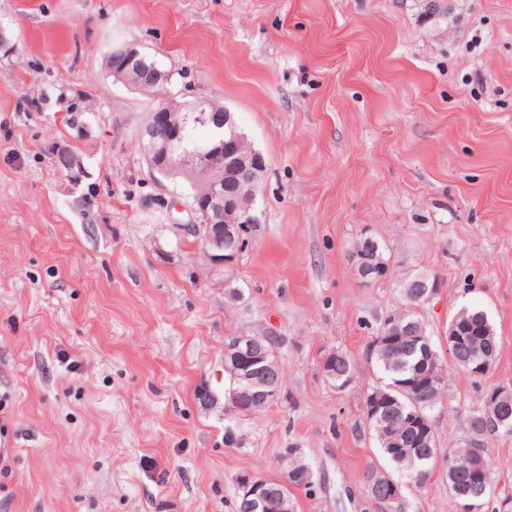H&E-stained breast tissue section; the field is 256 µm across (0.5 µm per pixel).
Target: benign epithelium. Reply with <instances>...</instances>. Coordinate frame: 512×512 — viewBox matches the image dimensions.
Masks as SVG:
<instances>
[{
    "label": "benign epithelium",
    "mask_w": 512,
    "mask_h": 512,
    "mask_svg": "<svg viewBox=\"0 0 512 512\" xmlns=\"http://www.w3.org/2000/svg\"><path fill=\"white\" fill-rule=\"evenodd\" d=\"M149 68L155 79L149 84L137 86L143 92H150L168 81V75L154 65H147L146 57L134 46L115 44L112 47L113 76L127 80V69ZM185 113L180 114L170 104L164 102L156 106L140 129L138 136L144 147L149 164L170 176L173 173H198L205 175L213 169L210 161L212 150H180L175 147L181 131L190 123H212L225 126L228 134L220 141L224 154V177L208 180L190 200L189 207L197 215V223L189 224L184 230L198 235L201 251L214 267L231 268L239 260L249 245L250 226L260 223L256 207L259 186L254 184L255 171L265 167V158L257 151L244 152L241 142L244 136L235 130L231 112L224 111L220 118L206 107V102H187ZM164 131L167 137L160 138ZM232 177L237 181L238 194L232 199L224 195V179ZM216 225L218 232L210 230L201 233L205 225ZM371 237L362 238L357 247L356 272L362 278L377 271L374 265L375 248ZM266 354L258 338L243 337L225 350V362H230L233 373L250 371L254 365L264 362ZM282 488L271 491L267 480L256 476L244 475L239 484L244 498L251 504L261 503L276 510L282 507V497L288 488V479L280 480Z\"/></svg>",
    "instance_id": "7a95c632"
}]
</instances>
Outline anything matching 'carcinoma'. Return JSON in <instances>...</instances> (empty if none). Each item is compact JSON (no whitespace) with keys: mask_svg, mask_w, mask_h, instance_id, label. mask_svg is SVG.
<instances>
[{"mask_svg":"<svg viewBox=\"0 0 512 512\" xmlns=\"http://www.w3.org/2000/svg\"><path fill=\"white\" fill-rule=\"evenodd\" d=\"M215 129L189 125L182 132L183 147L208 148ZM423 289H404L401 320L384 318L371 341L382 384L370 390L364 399V416L373 432L382 456L405 478L418 487L431 480L440 453L431 413L442 405L445 385L432 381L442 371L440 355L418 312L426 301ZM465 331L467 343L450 352L455 364L465 374L478 378L488 374L499 355V343L487 313L480 308L468 310L457 318ZM325 377L338 389L351 386L356 379V365L351 356L332 351L323 360ZM233 386L225 393V408L249 414L266 407L263 402H246L243 393L248 383L232 377ZM491 404L469 422L471 438L459 448L448 449V469L444 476L452 498H468L479 507L492 493L493 469L485 440L501 432H512V417L500 424L486 425V416H495ZM307 467L300 456L288 459V481L293 489L312 488L313 473L299 471Z\"/></svg>","mask_w":512,"mask_h":512,"instance_id":"cac0c4a2","label":"carcinoma"}]
</instances>
